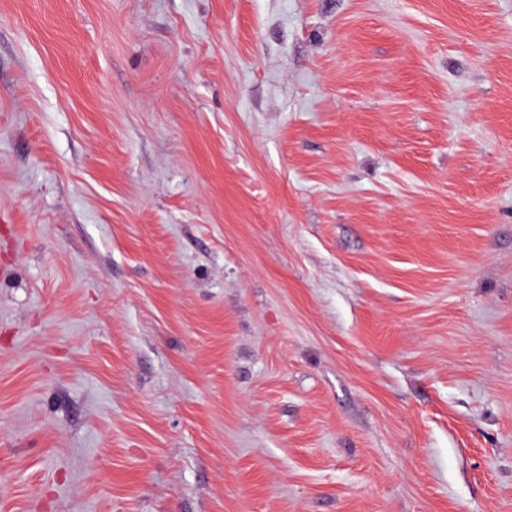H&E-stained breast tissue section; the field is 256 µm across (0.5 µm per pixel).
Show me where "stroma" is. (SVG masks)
<instances>
[{
	"mask_svg": "<svg viewBox=\"0 0 512 512\" xmlns=\"http://www.w3.org/2000/svg\"><path fill=\"white\" fill-rule=\"evenodd\" d=\"M0 512H512V0H0Z\"/></svg>",
	"mask_w": 512,
	"mask_h": 512,
	"instance_id": "obj_1",
	"label": "stroma"
}]
</instances>
